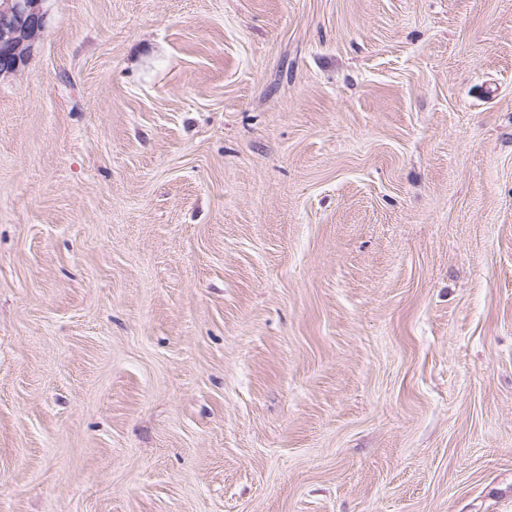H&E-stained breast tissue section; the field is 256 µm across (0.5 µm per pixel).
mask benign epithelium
<instances>
[{"mask_svg":"<svg viewBox=\"0 0 512 512\" xmlns=\"http://www.w3.org/2000/svg\"><path fill=\"white\" fill-rule=\"evenodd\" d=\"M45 0H0V76L21 71L47 25Z\"/></svg>","mask_w":512,"mask_h":512,"instance_id":"obj_1","label":"benign epithelium"}]
</instances>
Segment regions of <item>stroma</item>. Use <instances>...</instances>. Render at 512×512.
Wrapping results in <instances>:
<instances>
[{
	"mask_svg": "<svg viewBox=\"0 0 512 512\" xmlns=\"http://www.w3.org/2000/svg\"><path fill=\"white\" fill-rule=\"evenodd\" d=\"M45 8L0 512H512V0Z\"/></svg>",
	"mask_w": 512,
	"mask_h": 512,
	"instance_id": "1",
	"label": "stroma"
}]
</instances>
